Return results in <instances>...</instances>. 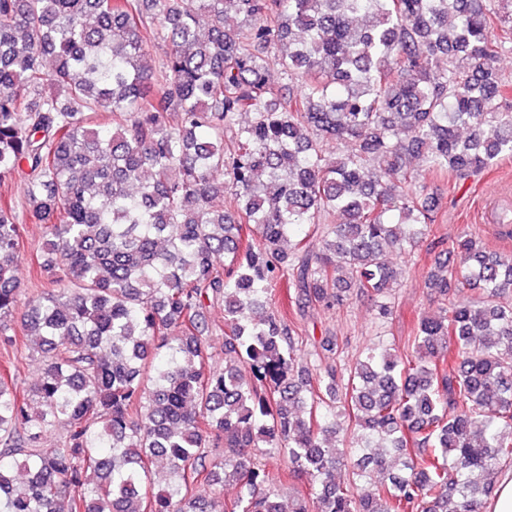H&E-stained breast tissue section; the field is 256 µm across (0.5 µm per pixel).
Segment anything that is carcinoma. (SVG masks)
<instances>
[{"instance_id":"obj_1","label":"carcinoma","mask_w":512,"mask_h":512,"mask_svg":"<svg viewBox=\"0 0 512 512\" xmlns=\"http://www.w3.org/2000/svg\"><path fill=\"white\" fill-rule=\"evenodd\" d=\"M506 24L512 0H0V180L25 170L0 345L42 358L21 396L0 378V512H284L303 477L290 512H480L512 464V257L436 235L412 162L461 185L512 157ZM26 223L54 277L24 301ZM420 246L468 302L349 369L334 336L297 360L311 307L388 322L384 253Z\"/></svg>"}]
</instances>
